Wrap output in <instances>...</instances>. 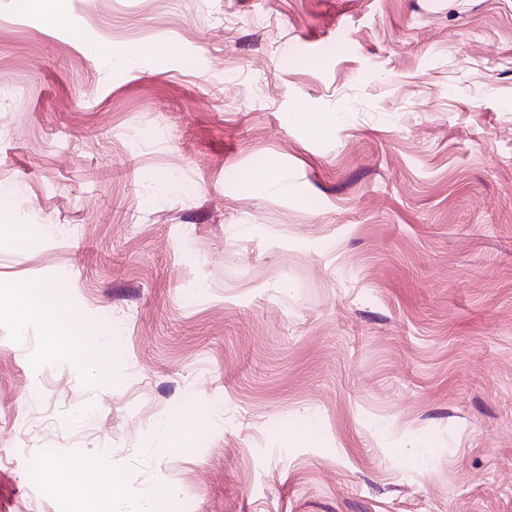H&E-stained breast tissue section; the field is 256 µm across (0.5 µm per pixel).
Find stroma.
<instances>
[{"instance_id": "35a3bbf8", "label": "stroma", "mask_w": 512, "mask_h": 512, "mask_svg": "<svg viewBox=\"0 0 512 512\" xmlns=\"http://www.w3.org/2000/svg\"><path fill=\"white\" fill-rule=\"evenodd\" d=\"M44 6L0 0V512H89L86 460L149 512H512V0ZM42 293L38 296H31L22 291L14 296L18 313L24 319L40 321L45 336L52 338L57 346L70 347L73 344L72 340L69 336H63L61 325L52 317L50 305L44 297H41ZM78 353L83 362L97 369L102 366V355L109 350L100 336L87 337L77 344Z\"/></svg>"}]
</instances>
